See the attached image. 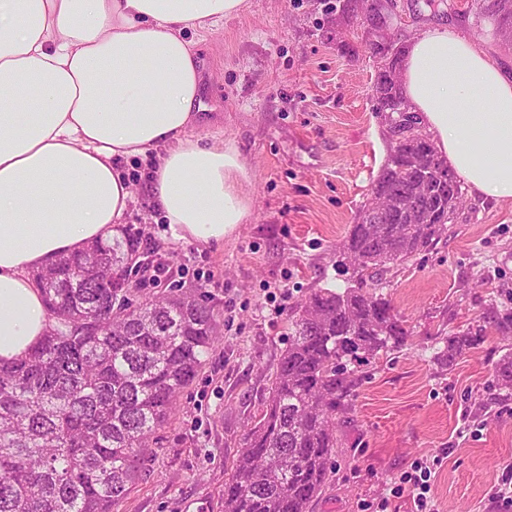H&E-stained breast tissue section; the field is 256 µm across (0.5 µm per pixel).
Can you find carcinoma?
<instances>
[{
	"mask_svg": "<svg viewBox=\"0 0 512 512\" xmlns=\"http://www.w3.org/2000/svg\"><path fill=\"white\" fill-rule=\"evenodd\" d=\"M469 26L512 25V0H474ZM374 110L410 108L402 88L375 64ZM402 127L370 196L336 253L353 268L342 291L320 288L293 309L283 351L260 413L246 424L224 482V512H312L336 471V414L349 405L348 365L402 348L408 331L390 301L365 289L370 273L427 250L459 219L461 181L418 114ZM423 145L432 165L408 167ZM384 197L394 222L374 224ZM96 257V273L87 270ZM138 237L119 234L63 256L34 274L50 330L27 357L0 365V512H112L135 475L136 449L166 424L220 333L213 309L181 289L133 299L143 262ZM486 330L446 338L436 361L453 365ZM496 378L512 387V354Z\"/></svg>",
	"mask_w": 512,
	"mask_h": 512,
	"instance_id": "obj_1",
	"label": "carcinoma"
}]
</instances>
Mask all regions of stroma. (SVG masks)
<instances>
[{"label":"stroma","instance_id":"stroma-1","mask_svg":"<svg viewBox=\"0 0 512 512\" xmlns=\"http://www.w3.org/2000/svg\"><path fill=\"white\" fill-rule=\"evenodd\" d=\"M337 0H245L206 30H185L202 75L200 137L234 143L251 176L250 218L208 246L175 238L148 190L153 156L120 167L133 187L125 223L144 250L147 293L189 288L221 335L169 423L141 449L113 512H221L224 479L288 342L293 307L345 287L336 248L371 192L387 147L374 111L375 66L351 53L358 24L335 26ZM398 33L447 29L512 74V44L469 28L468 0H395ZM411 337L352 364L354 395L336 418L338 468L313 512H364L417 461L433 463L436 512H499L490 492L512 462V399L494 380L512 351V200L465 195L458 223L427 251L368 282ZM484 326L452 367L446 337Z\"/></svg>","mask_w":512,"mask_h":512}]
</instances>
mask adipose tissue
Returning a JSON list of instances; mask_svg holds the SVG:
<instances>
[{
    "instance_id": "1",
    "label": "adipose tissue",
    "mask_w": 512,
    "mask_h": 512,
    "mask_svg": "<svg viewBox=\"0 0 512 512\" xmlns=\"http://www.w3.org/2000/svg\"><path fill=\"white\" fill-rule=\"evenodd\" d=\"M245 0H0V364L49 329L32 274L112 236L133 196L122 157L156 154L149 185L174 237L222 242L251 214L236 145L196 135L201 73L184 30ZM403 92L472 193L512 199V78L429 29Z\"/></svg>"
}]
</instances>
